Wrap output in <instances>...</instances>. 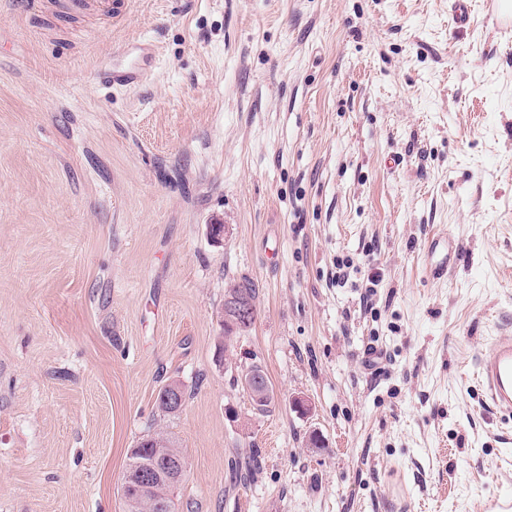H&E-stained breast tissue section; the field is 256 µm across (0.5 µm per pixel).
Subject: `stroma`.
I'll return each instance as SVG.
<instances>
[{"label": "stroma", "instance_id": "stroma-1", "mask_svg": "<svg viewBox=\"0 0 512 512\" xmlns=\"http://www.w3.org/2000/svg\"><path fill=\"white\" fill-rule=\"evenodd\" d=\"M62 3L0 0V512H125L156 430L186 461L178 512L512 493V418L476 380L512 336V31L456 28L448 0ZM136 36L150 78L104 83ZM432 235L464 246L443 280ZM245 278L258 316L228 339ZM251 374V379L255 380L256 378H260L259 383L263 388L264 396L261 398L255 397V388L252 386L251 379L249 380V386L247 385V378ZM242 384L244 389L248 392L252 402L256 405L258 410H263L264 407H267L271 402V391L269 388L267 377L264 371L258 365H251L246 368L245 372L242 374Z\"/></svg>", "mask_w": 512, "mask_h": 512}]
</instances>
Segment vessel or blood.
<instances>
[{
	"label": "vessel or blood",
	"mask_w": 512,
	"mask_h": 512,
	"mask_svg": "<svg viewBox=\"0 0 512 512\" xmlns=\"http://www.w3.org/2000/svg\"><path fill=\"white\" fill-rule=\"evenodd\" d=\"M137 52L132 65L100 69V77L118 87H134L145 81L156 63V49L152 41L137 40ZM430 257L428 274L431 278L447 277L460 256L459 248L449 247L446 239L431 238L426 243ZM477 379L485 390L487 405L503 414L512 413V336H498L492 341L488 354L479 360Z\"/></svg>",
	"instance_id": "obj_1"
}]
</instances>
